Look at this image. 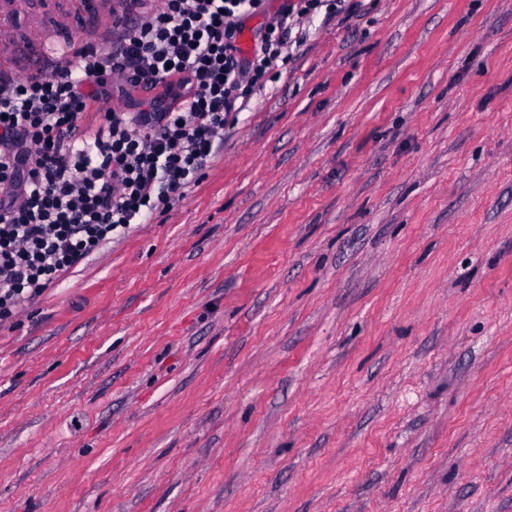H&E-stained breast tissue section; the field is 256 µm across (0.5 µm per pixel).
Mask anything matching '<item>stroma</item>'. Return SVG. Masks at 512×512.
I'll list each match as a JSON object with an SVG mask.
<instances>
[{"instance_id": "35a3bbf8", "label": "stroma", "mask_w": 512, "mask_h": 512, "mask_svg": "<svg viewBox=\"0 0 512 512\" xmlns=\"http://www.w3.org/2000/svg\"><path fill=\"white\" fill-rule=\"evenodd\" d=\"M353 2L0 323V512H512V0Z\"/></svg>"}]
</instances>
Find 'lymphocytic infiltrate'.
Here are the masks:
<instances>
[{"mask_svg": "<svg viewBox=\"0 0 512 512\" xmlns=\"http://www.w3.org/2000/svg\"><path fill=\"white\" fill-rule=\"evenodd\" d=\"M110 47L56 48L50 71L0 79V320L103 244L182 202L267 75L337 0H119ZM265 16L250 52L247 20ZM165 107H112L113 90Z\"/></svg>", "mask_w": 512, "mask_h": 512, "instance_id": "obj_1", "label": "lymphocytic infiltrate"}]
</instances>
